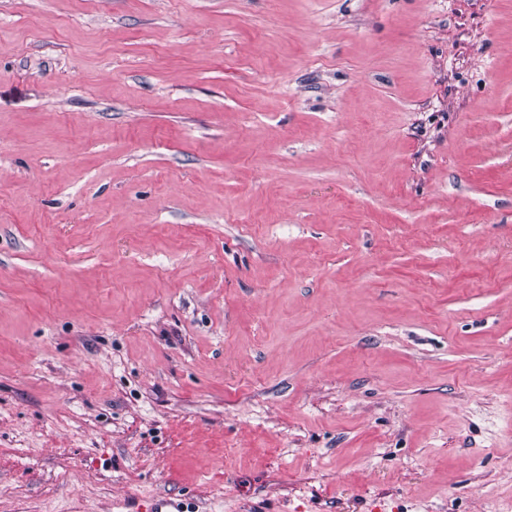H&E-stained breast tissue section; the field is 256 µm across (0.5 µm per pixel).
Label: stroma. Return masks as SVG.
<instances>
[{"mask_svg":"<svg viewBox=\"0 0 512 512\" xmlns=\"http://www.w3.org/2000/svg\"><path fill=\"white\" fill-rule=\"evenodd\" d=\"M512 512V0H0V512Z\"/></svg>","mask_w":512,"mask_h":512,"instance_id":"obj_1","label":"stroma"}]
</instances>
